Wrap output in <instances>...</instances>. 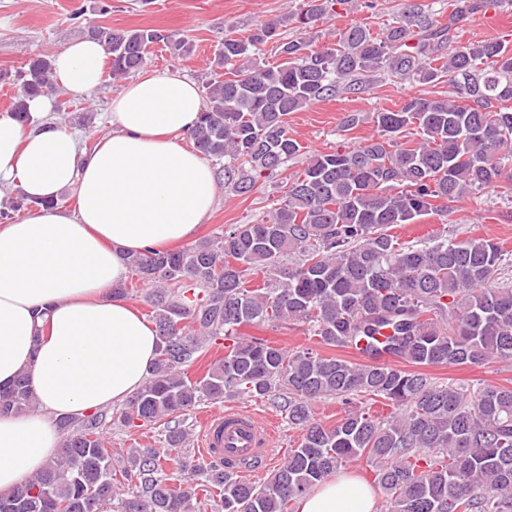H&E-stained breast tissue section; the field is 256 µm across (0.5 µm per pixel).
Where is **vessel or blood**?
<instances>
[{"mask_svg": "<svg viewBox=\"0 0 512 512\" xmlns=\"http://www.w3.org/2000/svg\"><path fill=\"white\" fill-rule=\"evenodd\" d=\"M272 442L267 421L237 409L212 414L202 436L208 456L233 463L241 473L248 463L269 459Z\"/></svg>", "mask_w": 512, "mask_h": 512, "instance_id": "1", "label": "vessel or blood"}]
</instances>
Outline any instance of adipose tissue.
Returning a JSON list of instances; mask_svg holds the SVG:
<instances>
[{"mask_svg":"<svg viewBox=\"0 0 512 512\" xmlns=\"http://www.w3.org/2000/svg\"><path fill=\"white\" fill-rule=\"evenodd\" d=\"M106 57L98 40L68 44L53 59L57 85L90 96ZM203 108L198 84L169 66L113 94L112 129L90 150L49 120L48 97L29 100L31 123L0 116V185L36 201L0 225V390L26 374L38 403L0 415V494L57 455L56 418L125 402L144 385L156 329L112 288L128 254L188 241L213 213L215 172L183 144ZM67 192L70 209L58 203ZM298 512L378 507L367 482L333 475L299 499Z\"/></svg>","mask_w":512,"mask_h":512,"instance_id":"1","label":"adipose tissue"}]
</instances>
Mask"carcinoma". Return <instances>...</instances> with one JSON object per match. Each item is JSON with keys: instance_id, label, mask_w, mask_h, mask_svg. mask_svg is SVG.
Returning a JSON list of instances; mask_svg holds the SVG:
<instances>
[{"instance_id": "1", "label": "carcinoma", "mask_w": 512, "mask_h": 512, "mask_svg": "<svg viewBox=\"0 0 512 512\" xmlns=\"http://www.w3.org/2000/svg\"><path fill=\"white\" fill-rule=\"evenodd\" d=\"M341 0H302L299 8L247 34L231 27L215 54L207 105L190 133L237 196L277 178L302 155L288 115L339 92L359 94L381 73L436 86L458 99L408 97L370 119L378 135L353 148L308 157L270 214L231 224L182 249L132 254L127 265L153 287L148 301L159 336L145 384L119 422L164 421L169 451L189 482L202 474L217 512H288L318 482L357 459L372 467L389 512H512V388L434 382L422 366L480 367L512 361V285L495 281L506 254L489 239L446 235L405 245L388 229L430 214L446 216L459 199L497 184L512 165V46L489 38L451 47L461 23L497 0H458L448 21L411 4L374 29L354 25L318 45L317 22ZM295 24L297 35L279 37ZM112 77L141 69L150 47L189 51L185 38L158 29L100 30ZM281 58L267 63L263 47ZM51 59L32 58L15 74L10 112L28 120L26 99L55 92ZM410 125L414 145L399 141ZM304 324L325 347L364 345L357 363L314 349L290 352L250 326ZM224 339V357L200 378L185 368L208 343ZM408 363L414 369L402 368ZM233 396L270 401L302 430L299 445L260 485L203 466L181 451L180 417L202 401ZM361 396L387 400L373 415L357 405L333 427L311 418L313 402ZM36 407L27 376L0 392V411ZM107 414L59 421L63 442L43 470L6 495L0 512H195L194 489L171 486L164 455L147 449L127 463L136 482L116 493V469L103 430Z\"/></svg>"}]
</instances>
